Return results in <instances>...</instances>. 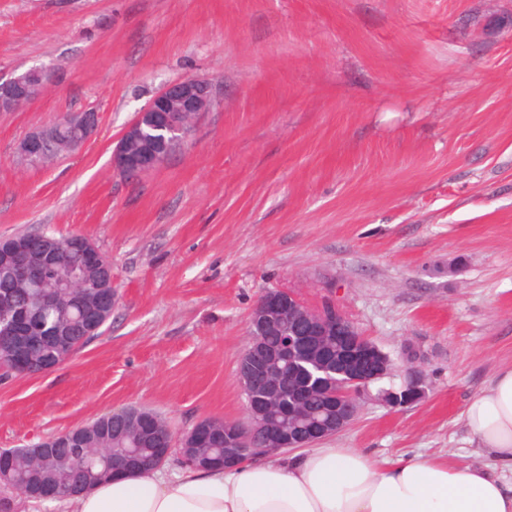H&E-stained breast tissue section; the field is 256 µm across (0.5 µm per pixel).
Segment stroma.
Instances as JSON below:
<instances>
[{
	"label": "stroma",
	"instance_id": "1",
	"mask_svg": "<svg viewBox=\"0 0 512 512\" xmlns=\"http://www.w3.org/2000/svg\"><path fill=\"white\" fill-rule=\"evenodd\" d=\"M35 66L50 88L0 112V239L86 236L113 309L51 370L0 368V448L125 407L179 435L245 420L249 315L285 289L426 361L422 402L366 401L326 446L487 462L461 412L512 366V0H0V78ZM183 77L216 98L188 142L114 170L123 128ZM83 109L81 150L21 158ZM70 116L71 117L76 116L77 117L76 120L83 127L84 140L82 141L80 146H78L80 143V140L77 136L73 135L72 138L68 136V133H71L70 127H71L72 123H60V124L53 126L55 123L62 120L64 118L63 117L62 119L58 120L57 122H54L48 126H45L35 132H32L30 135H28L26 138H24L19 144V148H18L19 154L25 159L26 158L27 159L35 158L36 156H39L44 149L45 133L52 126L53 127L50 129V132H49V137L46 140L44 156H48V159H49L50 157H53L54 155H56V153H55L56 151L61 150L63 148H67V147H73V149H74V150H69V152H75V151L79 150L84 145V143L89 139V137L93 134V132L95 131V129L97 127V123H98V116H97V113L92 110H84V111H80V112H74ZM75 148L76 149L78 148V149L75 150ZM59 154H57V155H59Z\"/></svg>",
	"mask_w": 512,
	"mask_h": 512
}]
</instances>
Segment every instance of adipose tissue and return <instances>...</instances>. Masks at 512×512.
Here are the masks:
<instances>
[{"label": "adipose tissue", "mask_w": 512, "mask_h": 512, "mask_svg": "<svg viewBox=\"0 0 512 512\" xmlns=\"http://www.w3.org/2000/svg\"><path fill=\"white\" fill-rule=\"evenodd\" d=\"M494 465L420 456L381 464L357 448L312 446L229 469L118 472L52 512H512V368L462 412Z\"/></svg>", "instance_id": "adipose-tissue-1"}]
</instances>
